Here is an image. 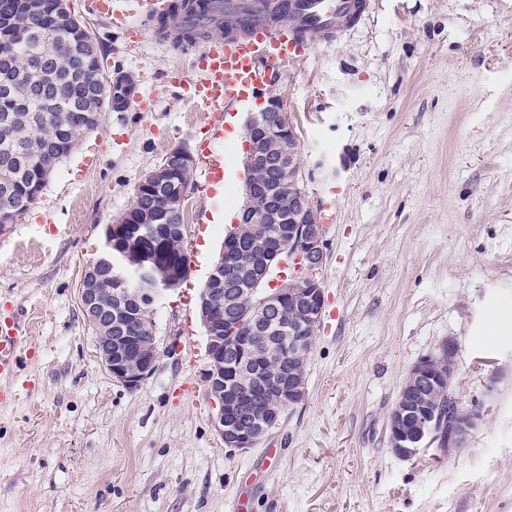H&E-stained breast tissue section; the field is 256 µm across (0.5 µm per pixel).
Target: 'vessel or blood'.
<instances>
[{"mask_svg":"<svg viewBox=\"0 0 512 512\" xmlns=\"http://www.w3.org/2000/svg\"><path fill=\"white\" fill-rule=\"evenodd\" d=\"M141 23L128 27L132 39H140L142 23L167 11V0H140ZM361 0H288L284 19L277 24L247 20L243 35L215 38L197 56L202 78L178 74L171 83L180 99L204 107L210 114L206 137L198 145L201 173L206 182L222 180L224 169L213 148L222 139L225 104L242 108L255 99L279 70L291 61L308 56L313 36L332 41L348 22L357 17ZM114 109L127 111L130 105L146 110L148 103L137 85L112 86ZM26 328L18 318L0 321V380L12 379L18 359L25 350Z\"/></svg>","mask_w":512,"mask_h":512,"instance_id":"1","label":"vessel or blood"}]
</instances>
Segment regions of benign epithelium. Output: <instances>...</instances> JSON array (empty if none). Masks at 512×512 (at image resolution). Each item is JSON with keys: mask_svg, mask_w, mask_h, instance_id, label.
Returning a JSON list of instances; mask_svg holds the SVG:
<instances>
[{"mask_svg": "<svg viewBox=\"0 0 512 512\" xmlns=\"http://www.w3.org/2000/svg\"><path fill=\"white\" fill-rule=\"evenodd\" d=\"M266 105L248 115L246 120V165L249 168L267 163L264 142L256 136L258 131L273 130L279 137L282 176L270 193L285 199L282 210H267L259 205V184L246 185V200L240 210L238 224L224 237V248L206 279V287L200 289L197 309L204 330L211 368L207 375L208 389L215 405L213 425L227 448L246 450L255 447L279 420V411L271 408L250 425H235L229 421L231 410L237 405L238 394L234 390V378L228 371L252 361L261 362L259 345L254 342L256 332L263 324L276 319L288 304L293 305L294 315L288 323V352L302 356L320 323L325 295L319 274L324 264L326 243L324 225L318 221L317 209L301 185L302 175L297 163V134L286 111L283 96L274 87L266 92ZM243 224H285L286 245L275 252V259L288 257L296 274L290 280L255 295V289L247 287L240 293L243 308L235 320L224 315L214 306L213 297L224 292V267L233 264L231 248L241 241ZM155 226L145 227L137 220L129 224L106 226L103 250L90 261L78 287L79 309L92 329L95 356L108 374L129 389H135L158 369L161 357L158 336L153 319V305L162 294L159 285H172L185 274V267L178 263L164 265L147 253L136 258L135 267L142 279L129 288L112 263V253L120 252V236L125 231H136L144 236ZM105 274L114 278L115 289L96 288L91 277ZM109 295L119 301L131 303L128 316L139 321V335H112V305L104 300ZM458 344L450 338L441 345L440 357L450 370H455ZM431 359L419 361L411 369L389 417V441L391 449L401 457L415 454L437 437L436 423L426 408L431 391L436 397L447 396L448 442L447 447L460 448L478 416L461 408L453 393L451 379L435 372ZM263 391L274 393L285 407L302 402L305 398V379L284 371L265 376L259 381Z\"/></svg>", "mask_w": 512, "mask_h": 512, "instance_id": "1", "label": "benign epithelium"}]
</instances>
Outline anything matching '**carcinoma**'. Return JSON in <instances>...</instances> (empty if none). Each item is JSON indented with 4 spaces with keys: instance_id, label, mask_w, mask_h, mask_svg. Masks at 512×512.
<instances>
[{
    "instance_id": "cac0c4a2",
    "label": "carcinoma",
    "mask_w": 512,
    "mask_h": 512,
    "mask_svg": "<svg viewBox=\"0 0 512 512\" xmlns=\"http://www.w3.org/2000/svg\"><path fill=\"white\" fill-rule=\"evenodd\" d=\"M57 0H0V214H25L42 194L59 163L68 158L79 141L97 128L91 113L112 111V89L98 82L104 59L99 42L86 44V35L76 23L63 26L65 17L55 12ZM248 12L266 21L281 16L277 0H255ZM176 21L183 46L213 34L239 30L241 21L224 11V0H177L172 12L157 21L165 35L168 19ZM193 171L174 172L172 182L152 184L140 190L138 205L156 216L154 224L170 228L176 222L164 215L176 186L192 187ZM277 224H254L246 230L243 247L234 257V270L224 273L226 288L243 271L257 276L273 264L271 255L253 247L254 240L277 244ZM139 249L167 250L173 260L190 264L184 239L149 234L138 239Z\"/></svg>"
}]
</instances>
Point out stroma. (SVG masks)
<instances>
[{
	"label": "stroma",
	"instance_id": "35a3bbf8",
	"mask_svg": "<svg viewBox=\"0 0 512 512\" xmlns=\"http://www.w3.org/2000/svg\"><path fill=\"white\" fill-rule=\"evenodd\" d=\"M333 42L315 38L275 86L296 127L315 206L334 198L319 274L325 308L306 395L263 440L225 447L211 425L196 312L244 202L243 138L224 136L220 188L185 202L186 281L155 306L162 356L138 388L95 357L77 304L106 225L139 181L206 119L166 76L193 51L143 26L137 43L87 0L106 72L134 74L152 109L106 112L0 235V320L30 353L0 384V512H512V0H365ZM459 346L454 392L479 420L464 447L392 452L388 420L412 367Z\"/></svg>",
	"mask_w": 512,
	"mask_h": 512
}]
</instances>
